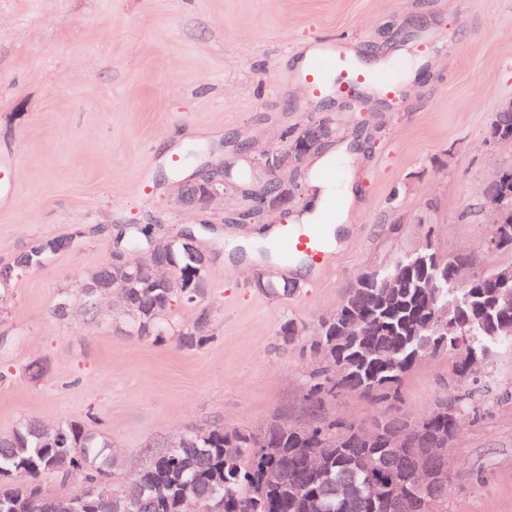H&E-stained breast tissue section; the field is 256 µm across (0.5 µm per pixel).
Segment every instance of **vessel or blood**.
Segmentation results:
<instances>
[{"label": "vessel or blood", "instance_id": "b4317fda", "mask_svg": "<svg viewBox=\"0 0 512 512\" xmlns=\"http://www.w3.org/2000/svg\"><path fill=\"white\" fill-rule=\"evenodd\" d=\"M352 59L353 54L347 45L333 40L317 41L303 76L304 86L311 91L326 88L331 74L348 68ZM402 71V63L396 62L365 74L364 80L381 92L391 95L400 84ZM337 207V200L330 199L323 203L317 223L279 226L269 247L276 254L282 269L291 268L301 259L318 268L332 263L334 247L326 236V229L333 220Z\"/></svg>", "mask_w": 512, "mask_h": 512}]
</instances>
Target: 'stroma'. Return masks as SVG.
Listing matches in <instances>:
<instances>
[{
	"mask_svg": "<svg viewBox=\"0 0 512 512\" xmlns=\"http://www.w3.org/2000/svg\"><path fill=\"white\" fill-rule=\"evenodd\" d=\"M429 52H421L422 37ZM339 39L355 54L413 60L393 98L301 93L309 45ZM512 100V0H0V268L41 240L73 238L43 267L0 286V436L34 419L83 421L112 446L121 486L182 432L259 430L278 418L366 424L400 411L419 418L468 389L456 358L409 371L395 397L340 393L321 411L307 396L319 320L348 280L433 245L471 255L476 271L512 262L488 250L484 186L512 170V146L486 129ZM330 142L306 162L341 159L349 230L326 270L283 273L275 259L227 260L229 244L284 218L243 179L263 176L312 116ZM224 167V192L197 210L177 201L172 164ZM128 224L157 235L203 224L211 288L175 303L160 340L134 333L117 296L86 312L80 283L108 262ZM289 279L287 294L254 284ZM68 298L72 312L55 305ZM206 342L181 334L200 308ZM294 320L299 340L282 346ZM490 393L448 450L451 484L440 512H512V348L483 362Z\"/></svg>",
	"mask_w": 512,
	"mask_h": 512,
	"instance_id": "35a3bbf8",
	"label": "stroma"
}]
</instances>
